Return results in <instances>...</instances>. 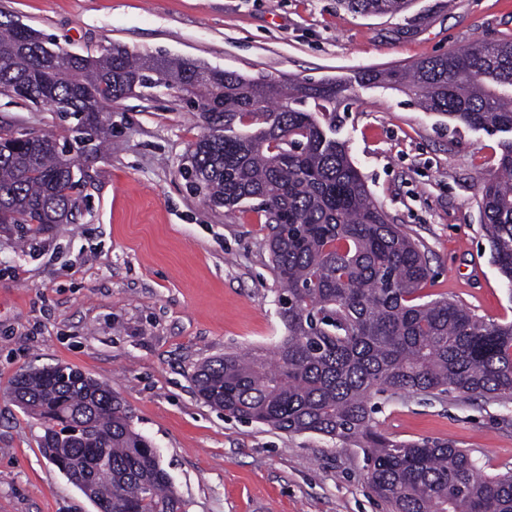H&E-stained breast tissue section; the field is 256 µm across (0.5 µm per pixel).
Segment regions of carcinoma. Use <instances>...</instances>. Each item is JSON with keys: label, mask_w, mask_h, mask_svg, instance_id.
I'll use <instances>...</instances> for the list:
<instances>
[{"label": "carcinoma", "mask_w": 512, "mask_h": 512, "mask_svg": "<svg viewBox=\"0 0 512 512\" xmlns=\"http://www.w3.org/2000/svg\"><path fill=\"white\" fill-rule=\"evenodd\" d=\"M395 14L412 0H338ZM365 82L407 89L427 112L504 135L497 171L480 188L492 262L512 288V39L475 42L410 67L368 69ZM165 88L208 114L182 168L215 208L249 205L270 234L287 330L269 358L226 353L192 380L209 406L243 423L316 433L361 448L367 483L392 512H512V471L484 477L447 442L395 441L378 430L373 397L448 393L512 399V321L487 323L446 299L424 300L427 262L371 198L336 138L341 83L255 80L190 59L141 56L114 44L98 56L0 20V93L47 106L112 139L121 101ZM72 144L0 128V224L38 234L77 209ZM8 387L45 425L40 447L92 502L112 512H187L151 443L110 387L70 366L30 369Z\"/></svg>", "instance_id": "cac0c4a2"}]
</instances>
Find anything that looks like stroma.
<instances>
[{"mask_svg":"<svg viewBox=\"0 0 512 512\" xmlns=\"http://www.w3.org/2000/svg\"><path fill=\"white\" fill-rule=\"evenodd\" d=\"M0 13L99 55L112 45L253 78L341 81L336 135L391 222L418 243L423 292L487 321L512 320L491 261L480 182L501 135L422 111L413 95L362 81L477 42L512 39V0H415L360 15L337 0H0ZM107 153L85 143L80 210L19 240L0 224V512H97L43 454V429L4 392L20 372L67 364L130 409L188 512H386L363 451L315 433L224 418L198 396L196 364L272 349L285 334L267 229L255 213L208 206L180 168L208 131L172 91L113 109ZM60 140L72 121L0 95V125ZM381 430L467 450L482 475L512 469V399L384 393Z\"/></svg>","mask_w":512,"mask_h":512,"instance_id":"1","label":"stroma"}]
</instances>
